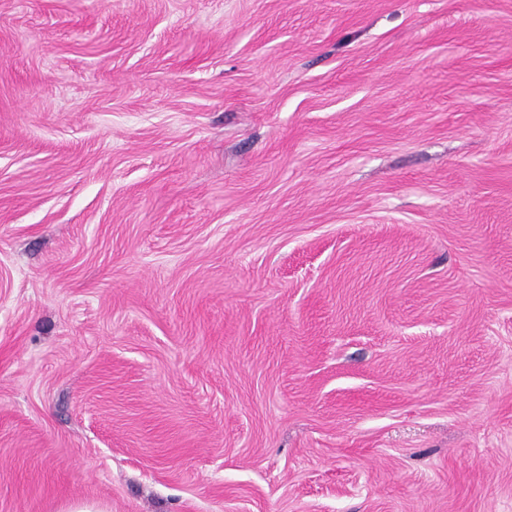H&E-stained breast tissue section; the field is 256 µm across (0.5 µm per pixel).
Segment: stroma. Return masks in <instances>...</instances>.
Instances as JSON below:
<instances>
[{"instance_id": "obj_1", "label": "stroma", "mask_w": 512, "mask_h": 512, "mask_svg": "<svg viewBox=\"0 0 512 512\" xmlns=\"http://www.w3.org/2000/svg\"><path fill=\"white\" fill-rule=\"evenodd\" d=\"M512 512V0H0V512Z\"/></svg>"}]
</instances>
